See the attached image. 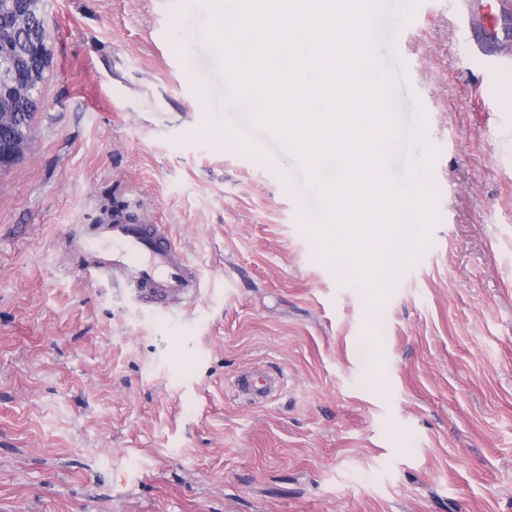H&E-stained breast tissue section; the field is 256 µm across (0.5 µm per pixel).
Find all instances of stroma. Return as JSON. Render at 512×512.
<instances>
[{
	"mask_svg": "<svg viewBox=\"0 0 512 512\" xmlns=\"http://www.w3.org/2000/svg\"><path fill=\"white\" fill-rule=\"evenodd\" d=\"M32 144L0 173V512H512V60L448 0H383L390 162L436 221L375 302L323 257L304 164L233 130L182 0H46ZM221 107L213 116V107ZM165 225L202 296L162 311L70 243ZM285 375L266 404L236 374Z\"/></svg>",
	"mask_w": 512,
	"mask_h": 512,
	"instance_id": "35a3bbf8",
	"label": "stroma"
}]
</instances>
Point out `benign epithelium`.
<instances>
[{
    "instance_id": "7a95c632",
    "label": "benign epithelium",
    "mask_w": 512,
    "mask_h": 512,
    "mask_svg": "<svg viewBox=\"0 0 512 512\" xmlns=\"http://www.w3.org/2000/svg\"><path fill=\"white\" fill-rule=\"evenodd\" d=\"M44 0H0V46L11 50L0 55V119L15 118L8 133L0 136V173L24 154L31 140L25 117L40 105V84L50 65L47 32L40 30L23 46H13L12 25L18 7L43 17Z\"/></svg>"
}]
</instances>
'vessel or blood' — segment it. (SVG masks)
Instances as JSON below:
<instances>
[{"mask_svg": "<svg viewBox=\"0 0 512 512\" xmlns=\"http://www.w3.org/2000/svg\"><path fill=\"white\" fill-rule=\"evenodd\" d=\"M500 17L499 0H467L460 22L464 44L497 58L502 46ZM73 247L87 273L109 277L114 285L161 309L195 300L200 293L196 270L161 225L128 223L117 210L111 222L86 225ZM283 385V374L262 365L243 370L235 381L238 395L255 404L270 400Z\"/></svg>", "mask_w": 512, "mask_h": 512, "instance_id": "1", "label": "vessel or blood"}]
</instances>
